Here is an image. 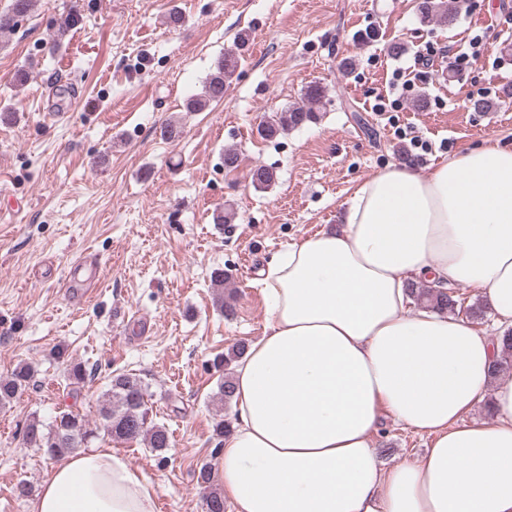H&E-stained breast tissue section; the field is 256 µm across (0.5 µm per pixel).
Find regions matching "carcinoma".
<instances>
[{"instance_id":"carcinoma-1","label":"carcinoma","mask_w":512,"mask_h":512,"mask_svg":"<svg viewBox=\"0 0 512 512\" xmlns=\"http://www.w3.org/2000/svg\"><path fill=\"white\" fill-rule=\"evenodd\" d=\"M34 0H11L9 6L0 11V36H7L16 30L19 19L28 16ZM419 16L423 22H439L451 26L458 19L456 0H418ZM239 57L230 50L221 56L214 70L207 76L203 91L189 98L186 107L191 112L203 110L207 105L224 98L226 84L238 68ZM326 100V88L318 83L306 87L302 101L274 112L258 124L261 138L272 140L279 135L316 123ZM251 184L256 189H265L276 180L271 167L257 165L249 173ZM410 296L418 305L435 309L441 313L457 311L459 300L452 291L434 288L424 282L409 285ZM246 346L239 343L224 356L213 361L214 367L224 372L218 389L221 399L229 403L234 398L233 376L229 367L235 359L245 353ZM33 370L27 364L14 369L11 376L0 380V407L14 402L29 386ZM108 403L100 409L102 430L113 441H129L139 438L148 447L163 452L170 447V434L165 426L156 424L150 418V408L145 400V384L133 373H122L110 378L107 392ZM95 430L78 413L64 411L54 420L52 428L46 430L40 422L33 420L25 429L27 440L51 458H59L74 452L93 438ZM197 483L203 492L206 512H224V493L216 487L214 474L208 465L198 471Z\"/></svg>"}]
</instances>
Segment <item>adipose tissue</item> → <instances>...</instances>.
<instances>
[{"mask_svg": "<svg viewBox=\"0 0 512 512\" xmlns=\"http://www.w3.org/2000/svg\"><path fill=\"white\" fill-rule=\"evenodd\" d=\"M341 230L267 264L263 336L234 375L219 449L235 512H512V379L500 340L414 307L412 282L477 288L512 329V148L487 142L396 163L355 187ZM492 393L488 417L465 416ZM427 434L419 461L379 466L383 417ZM31 512H157L123 456L89 448L53 465Z\"/></svg>", "mask_w": 512, "mask_h": 512, "instance_id": "obj_1", "label": "adipose tissue"}]
</instances>
